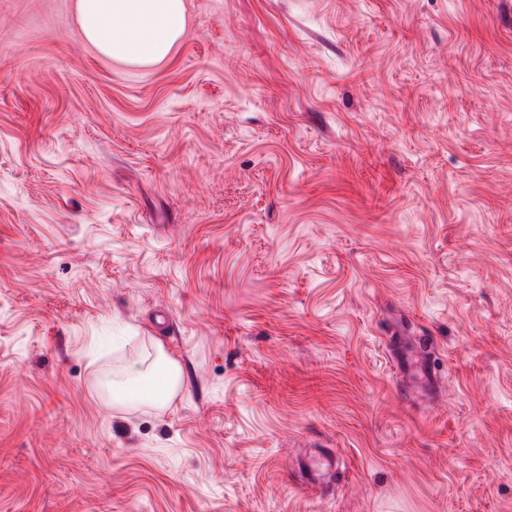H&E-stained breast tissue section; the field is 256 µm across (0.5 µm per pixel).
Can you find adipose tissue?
<instances>
[{"label":"adipose tissue","mask_w":512,"mask_h":512,"mask_svg":"<svg viewBox=\"0 0 512 512\" xmlns=\"http://www.w3.org/2000/svg\"><path fill=\"white\" fill-rule=\"evenodd\" d=\"M76 13L83 36L103 56L136 67L169 59L187 27L185 0H76ZM179 381L175 364L139 366L114 397L164 407Z\"/></svg>","instance_id":"adipose-tissue-1"}]
</instances>
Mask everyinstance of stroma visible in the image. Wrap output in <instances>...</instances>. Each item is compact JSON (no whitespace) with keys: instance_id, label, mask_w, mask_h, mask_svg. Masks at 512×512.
<instances>
[{"instance_id":"1","label":"stroma","mask_w":512,"mask_h":512,"mask_svg":"<svg viewBox=\"0 0 512 512\" xmlns=\"http://www.w3.org/2000/svg\"><path fill=\"white\" fill-rule=\"evenodd\" d=\"M185 2L0 0V512H512V0ZM83 36L105 57L136 67L169 59L187 27L185 0H76ZM162 353H158L157 364L145 368L142 365L129 371L126 375L127 387L118 386L114 397L118 401L138 399L156 407H166L173 399L172 390L180 382V369L168 363L161 371ZM157 382L156 385L152 383Z\"/></svg>"}]
</instances>
